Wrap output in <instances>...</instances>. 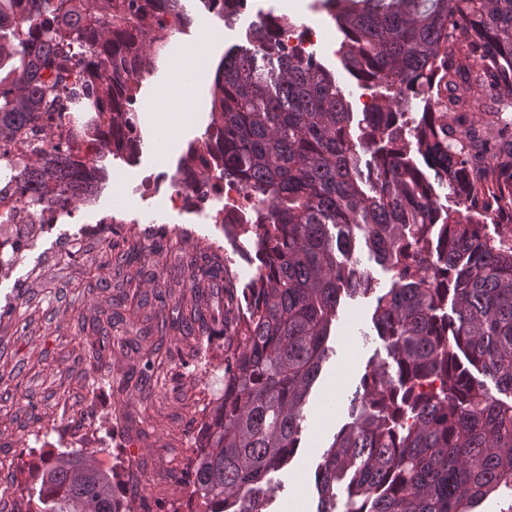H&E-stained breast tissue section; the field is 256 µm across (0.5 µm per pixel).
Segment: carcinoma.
Segmentation results:
<instances>
[{"instance_id": "obj_1", "label": "carcinoma", "mask_w": 512, "mask_h": 512, "mask_svg": "<svg viewBox=\"0 0 512 512\" xmlns=\"http://www.w3.org/2000/svg\"><path fill=\"white\" fill-rule=\"evenodd\" d=\"M318 2L342 35V64L373 90L362 119L314 54L277 42L288 18L260 15L248 46L224 53L210 121L177 167L201 200L215 180L243 186L251 209L222 224L257 261L240 293L219 258L187 264L192 285L223 288L213 323L228 337L193 493L201 512H267L274 475L301 446L341 299L376 292L353 258L360 239L390 273L372 315L388 360L368 365L350 422L316 464V512H474L512 499V246L488 231L512 232V0ZM243 5L198 8L228 20ZM191 21L184 0H0V182L27 219L10 225L12 253L48 206L95 195L93 159L142 153V82ZM110 341L92 343L90 368ZM26 491L15 512H132L116 474L82 448L41 457Z\"/></svg>"}]
</instances>
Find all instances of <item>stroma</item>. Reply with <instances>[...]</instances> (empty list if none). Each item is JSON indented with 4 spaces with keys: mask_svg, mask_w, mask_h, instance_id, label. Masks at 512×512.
<instances>
[{
    "mask_svg": "<svg viewBox=\"0 0 512 512\" xmlns=\"http://www.w3.org/2000/svg\"><path fill=\"white\" fill-rule=\"evenodd\" d=\"M288 17L298 30L321 25L308 44L335 77L353 111L369 93L344 69L337 49L341 35L315 0L300 7L285 0H247L225 37H208L219 20L199 13L194 24L170 42L167 75L182 67L183 46L206 48L201 75L186 85L169 83L165 95L140 102L152 113L144 128L151 151L137 162L105 157L108 178L93 203L74 202L64 224L44 225L0 274V486H24L40 454L65 450L74 436L95 450L96 461L114 470L133 512H193L197 503L179 494L186 464L208 410L224 394V339L208 333L164 329L176 303L191 305L195 292L183 276L190 260L219 255L245 285L256 265L240 240L226 236L214 216L224 198L195 201L192 211L173 207L168 176L174 175L188 143L201 137L211 111L215 69L230 48L245 45L259 14ZM137 247L129 264L105 268L101 248ZM374 297L342 298L325 364L306 409L301 455L280 479L271 512H316L314 465L348 420L349 400L371 359L386 351L372 324ZM108 332L111 347L98 368H90L89 345ZM171 357L152 381L149 394L131 389L148 355L157 347ZM69 386L73 410L57 405L52 393ZM32 391L35 414L19 411L16 387Z\"/></svg>",
    "mask_w": 512,
    "mask_h": 512,
    "instance_id": "obj_1",
    "label": "stroma"
}]
</instances>
